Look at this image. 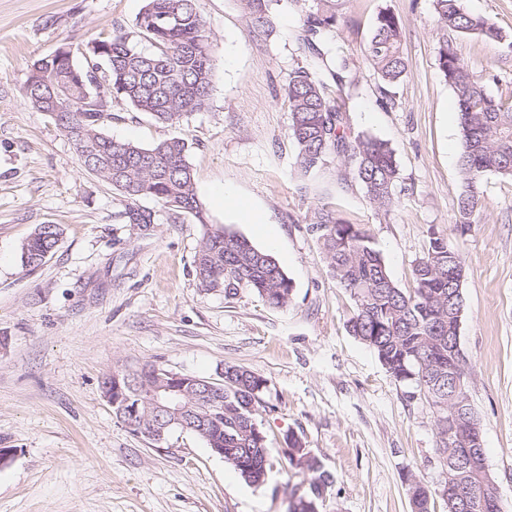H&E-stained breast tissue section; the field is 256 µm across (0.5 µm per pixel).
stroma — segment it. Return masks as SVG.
<instances>
[{"label": "stroma", "mask_w": 512, "mask_h": 512, "mask_svg": "<svg viewBox=\"0 0 512 512\" xmlns=\"http://www.w3.org/2000/svg\"><path fill=\"white\" fill-rule=\"evenodd\" d=\"M143 5L0 0V448L13 452L0 467V512H288L304 487L284 455L291 434L333 477L319 512H410L409 480L441 479L435 426L425 400L349 332L354 302L311 229L324 204L368 230L399 288H411L430 232L465 255L468 396L501 510L512 512V178L488 175L483 223L453 231L462 140L437 65L432 0H326L333 46L348 63L341 95L351 133L394 152L399 178L386 210L336 158L315 175L297 164L286 89L298 67L318 63L301 45L302 0H279L264 33L240 0H196L213 64L205 110L169 125L112 102L109 137L186 140L206 222L276 259L294 288L284 308L247 290L227 297L202 288L194 259L203 224L149 199L138 205L154 211V223H127V198L88 173L22 93L36 59L101 32H135ZM463 5L503 39L448 41L471 68L494 61L499 80L488 89L498 93L512 83V0ZM384 10L403 31L406 69L393 84L364 53ZM42 224L62 235L29 269L21 246ZM146 363L212 382L228 365L263 377L255 420L271 463L264 482L245 480L190 433L156 444L116 418L103 378Z\"/></svg>", "instance_id": "35a3bbf8"}]
</instances>
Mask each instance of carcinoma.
I'll return each instance as SVG.
<instances>
[{"mask_svg": "<svg viewBox=\"0 0 512 512\" xmlns=\"http://www.w3.org/2000/svg\"><path fill=\"white\" fill-rule=\"evenodd\" d=\"M273 2L241 0L257 28L271 25ZM434 9L442 30L477 34L498 42L504 39L499 30L469 14L462 0H434ZM335 24V17L325 14L319 5L309 6L302 28L304 47L324 57L317 43L328 39ZM136 36L146 39L151 50L139 49L129 34L114 31L98 34L84 55L57 51L34 61L23 85L24 97L68 136L87 172L134 202L152 199L177 215L194 217L205 227L195 256V273L202 287L222 290L226 296L244 288L271 307L288 306L293 284L274 257L225 227L205 223L186 158L185 139L172 137L144 147L116 141L104 133L112 112L98 111L87 99V95L99 93L103 85L108 86L112 97L163 124L177 123L208 104L211 46L195 0H144L136 19ZM401 37L398 19L380 12L364 53L388 83L396 82L405 70ZM438 68L458 105L463 190L457 201V223L464 228L482 223L485 177L490 173L512 177V91L491 95L488 82H499L492 66L469 68L446 37L440 40ZM342 82L339 69L325 72L300 67L288 83L290 129L298 163L305 171L315 172L326 164L329 155H336L337 160L353 167L369 200L386 208L392 203L398 181L393 152L383 141L351 135L341 99ZM57 93L70 99V111H49L48 100ZM125 215L130 224H152L155 220L153 211L135 205L128 207ZM312 231L322 243L333 278L354 301L349 331L377 355L395 381L415 389L429 407L443 477L433 489L416 481L410 483L411 512H431L437 498L448 500V512H499L497 482L488 470H460V459L473 437L470 418L460 420L458 440L448 443V413L455 405L449 374L459 360L450 351L448 338L459 334L462 322L463 255L448 247L445 238L430 233L424 254L413 268V286L403 290L392 280L383 257L361 225L337 218L330 206L324 205ZM60 236L58 225H40L22 246L23 265L40 266L55 250ZM156 370L153 364L124 369L102 383L104 388L118 381L136 383L128 395L140 401L139 420L130 423L122 419L133 431L143 423L162 426L152 405ZM264 386V379L256 372L226 366L221 403L198 405L194 389L183 399L189 410L214 417L206 432L191 429L189 433L210 449H224V461L252 483L262 482L270 467L267 442L251 412ZM287 445L289 466L302 473L308 483L304 498L291 502L289 512H315L314 505L332 485L331 476L299 437L288 435ZM463 479L479 486L485 496L483 502L469 503L467 510L458 508L452 499L454 488Z\"/></svg>", "mask_w": 512, "mask_h": 512, "instance_id": "1", "label": "carcinoma"}]
</instances>
